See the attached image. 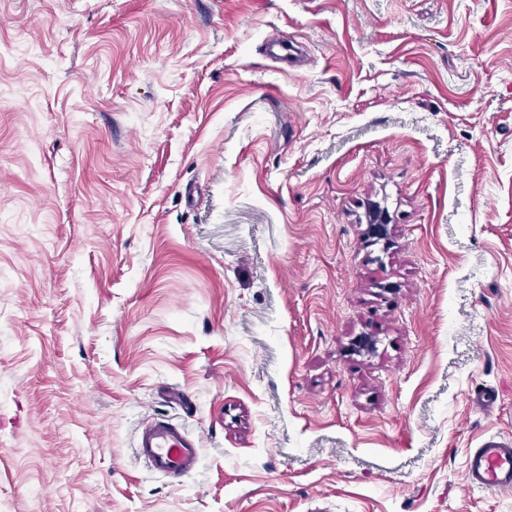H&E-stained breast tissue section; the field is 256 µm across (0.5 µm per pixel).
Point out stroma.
Here are the masks:
<instances>
[{
	"instance_id": "35a3bbf8",
	"label": "stroma",
	"mask_w": 512,
	"mask_h": 512,
	"mask_svg": "<svg viewBox=\"0 0 512 512\" xmlns=\"http://www.w3.org/2000/svg\"><path fill=\"white\" fill-rule=\"evenodd\" d=\"M495 434L512 0H0V512H512ZM200 440L171 420L147 422L139 431L136 451L150 471L172 477L195 472L201 463ZM464 478L472 489L491 495L512 492V439L492 436L468 455Z\"/></svg>"
}]
</instances>
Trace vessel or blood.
<instances>
[{"instance_id":"b4317fda","label":"vessel or blood","mask_w":512,"mask_h":512,"mask_svg":"<svg viewBox=\"0 0 512 512\" xmlns=\"http://www.w3.org/2000/svg\"><path fill=\"white\" fill-rule=\"evenodd\" d=\"M199 439L170 420L147 422L136 451L150 471L172 477L195 472L201 463ZM464 478L470 488L496 495L512 492V439L492 436L468 455Z\"/></svg>"}]
</instances>
